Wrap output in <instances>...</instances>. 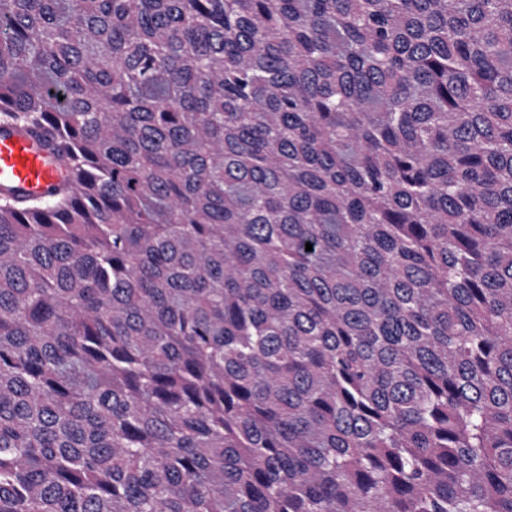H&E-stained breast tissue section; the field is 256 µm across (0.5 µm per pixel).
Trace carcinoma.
Returning a JSON list of instances; mask_svg holds the SVG:
<instances>
[{"instance_id":"1","label":"carcinoma","mask_w":512,"mask_h":512,"mask_svg":"<svg viewBox=\"0 0 512 512\" xmlns=\"http://www.w3.org/2000/svg\"><path fill=\"white\" fill-rule=\"evenodd\" d=\"M2 125L0 512H512V0H0ZM0 127V188L18 195H45L62 181L64 170L47 137Z\"/></svg>"}]
</instances>
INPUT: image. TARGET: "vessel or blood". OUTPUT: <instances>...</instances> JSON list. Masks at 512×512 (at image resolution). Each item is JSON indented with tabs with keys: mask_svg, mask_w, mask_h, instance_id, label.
<instances>
[{
	"mask_svg": "<svg viewBox=\"0 0 512 512\" xmlns=\"http://www.w3.org/2000/svg\"><path fill=\"white\" fill-rule=\"evenodd\" d=\"M63 175L49 139L0 127V188L19 195H43L59 185Z\"/></svg>",
	"mask_w": 512,
	"mask_h": 512,
	"instance_id": "1",
	"label": "vessel or blood"
}]
</instances>
